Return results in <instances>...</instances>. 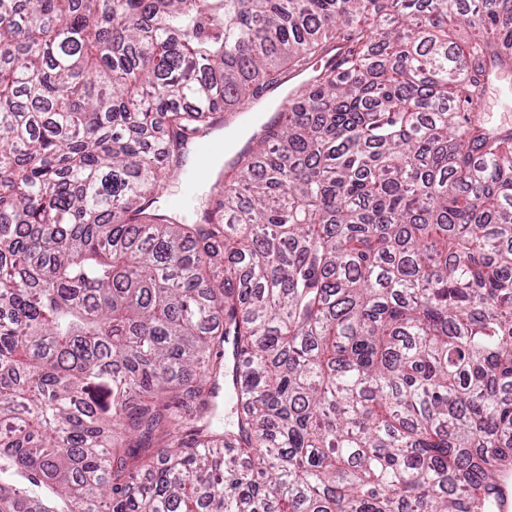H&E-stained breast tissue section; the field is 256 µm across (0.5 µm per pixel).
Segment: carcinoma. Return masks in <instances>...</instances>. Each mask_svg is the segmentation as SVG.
Wrapping results in <instances>:
<instances>
[{"instance_id":"obj_1","label":"carcinoma","mask_w":512,"mask_h":512,"mask_svg":"<svg viewBox=\"0 0 512 512\" xmlns=\"http://www.w3.org/2000/svg\"><path fill=\"white\" fill-rule=\"evenodd\" d=\"M335 42L216 220L157 206L188 136ZM488 63L512 0H0V512H494Z\"/></svg>"}]
</instances>
